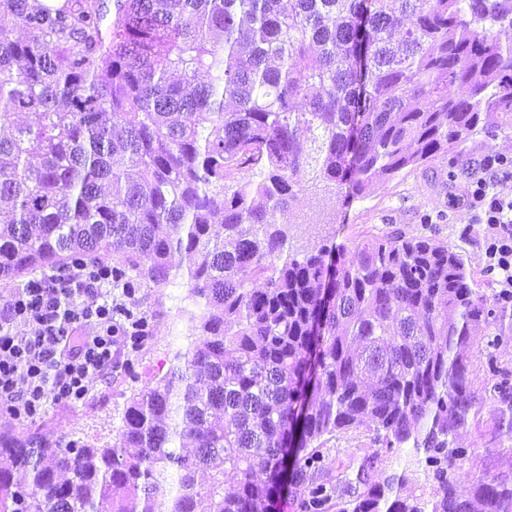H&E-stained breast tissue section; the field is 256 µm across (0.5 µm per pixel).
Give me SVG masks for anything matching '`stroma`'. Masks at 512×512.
<instances>
[{"label": "stroma", "instance_id": "1", "mask_svg": "<svg viewBox=\"0 0 512 512\" xmlns=\"http://www.w3.org/2000/svg\"><path fill=\"white\" fill-rule=\"evenodd\" d=\"M479 173L475 167L458 171L456 179H449L448 161L439 158L427 168L406 169L378 182L346 206L332 195L317 202L299 197L291 205V242L304 249L330 234L335 244L349 247L369 233L383 235L398 230L409 235H435L466 256L471 287L488 294L499 292V275L487 268L485 225H475L471 230L466 227L469 210L463 200V186L470 176ZM440 212L446 215L442 223L423 224V215ZM329 214L335 216V223H316V216ZM134 282L135 306L149 322L148 336L139 350L133 352L124 344H116L111 376L93 377L89 397L82 404L53 405L33 420H16L0 412V433L21 441L43 437L101 445L115 437L130 397L167 372L174 352L187 346L191 327V302L184 281L158 285L138 275Z\"/></svg>", "mask_w": 512, "mask_h": 512}]
</instances>
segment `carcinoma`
<instances>
[{"mask_svg":"<svg viewBox=\"0 0 512 512\" xmlns=\"http://www.w3.org/2000/svg\"><path fill=\"white\" fill-rule=\"evenodd\" d=\"M478 129H512V0H0V279L113 256L197 308L112 443L0 434V512H512V470L458 490L461 431L512 442V294L435 237L294 252L278 221L440 156L451 183ZM403 448L429 497L374 480ZM369 433L365 428L349 430L336 434L323 449V465L326 471L335 473L336 467L342 461L346 462L348 455L357 448H369L371 445ZM326 448V449H325Z\"/></svg>","mask_w":512,"mask_h":512,"instance_id":"carcinoma-1","label":"carcinoma"}]
</instances>
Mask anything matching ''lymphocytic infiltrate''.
<instances>
[{
  "instance_id": "1",
  "label": "lymphocytic infiltrate",
  "mask_w": 512,
  "mask_h": 512,
  "mask_svg": "<svg viewBox=\"0 0 512 512\" xmlns=\"http://www.w3.org/2000/svg\"><path fill=\"white\" fill-rule=\"evenodd\" d=\"M497 180L470 181L475 224L489 225L488 266L512 286V197ZM111 265L81 261L27 281L0 310V409L18 420L36 418L50 405H74L89 396V380L111 373L112 346L137 349L145 339V318L127 302L134 288L113 294Z\"/></svg>"
}]
</instances>
